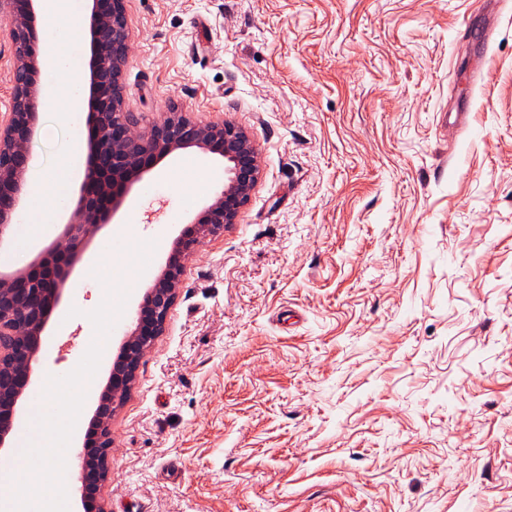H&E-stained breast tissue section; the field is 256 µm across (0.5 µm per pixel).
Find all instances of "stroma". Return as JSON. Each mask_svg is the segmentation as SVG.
<instances>
[{
	"instance_id": "35a3bbf8",
	"label": "stroma",
	"mask_w": 512,
	"mask_h": 512,
	"mask_svg": "<svg viewBox=\"0 0 512 512\" xmlns=\"http://www.w3.org/2000/svg\"><path fill=\"white\" fill-rule=\"evenodd\" d=\"M91 0L62 27L80 107L40 108L28 184L77 206ZM126 108L252 136L262 177L185 262L112 422V512H512V0H128ZM186 150L88 240L33 373L87 426L137 304L224 187ZM59 388L46 393L49 382Z\"/></svg>"
}]
</instances>
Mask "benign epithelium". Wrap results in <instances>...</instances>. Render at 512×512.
I'll return each instance as SVG.
<instances>
[{"mask_svg":"<svg viewBox=\"0 0 512 512\" xmlns=\"http://www.w3.org/2000/svg\"><path fill=\"white\" fill-rule=\"evenodd\" d=\"M13 48L12 104L0 120V245L10 237L11 221L25 189L30 145L38 119L40 61L33 26V0H0ZM90 90L92 135L80 185L78 209L63 240L27 267L0 271V447L9 445L17 407L38 361L51 312L63 299L74 258L84 240L107 223L125 200L132 180L167 155L189 148L224 157V189L191 221L171 250L163 272L151 282L138 305L134 327L113 363L100 394L92 430L77 451L81 512H108L103 488L112 452V419L134 386L142 358L165 329L178 297L185 260L204 242L237 221L256 188L261 167L250 135L228 122L197 121L174 105L149 131L126 110L123 66L130 51L126 0H93L91 11Z\"/></svg>","mask_w":512,"mask_h":512,"instance_id":"7a95c632","label":"benign epithelium"}]
</instances>
